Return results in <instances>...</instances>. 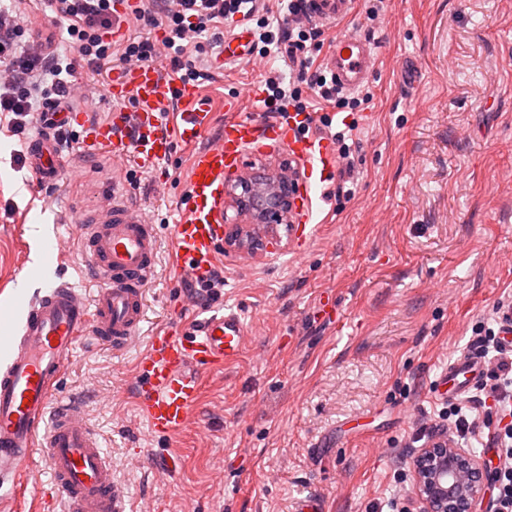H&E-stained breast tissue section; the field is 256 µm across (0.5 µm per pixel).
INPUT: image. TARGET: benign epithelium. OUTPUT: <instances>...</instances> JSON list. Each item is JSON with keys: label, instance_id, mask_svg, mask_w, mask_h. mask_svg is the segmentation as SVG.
Instances as JSON below:
<instances>
[{"label": "benign epithelium", "instance_id": "obj_1", "mask_svg": "<svg viewBox=\"0 0 512 512\" xmlns=\"http://www.w3.org/2000/svg\"><path fill=\"white\" fill-rule=\"evenodd\" d=\"M265 192L253 193V182L239 175L233 182V203L245 224L231 225L225 243L238 250L250 251L260 241L273 247L281 243L274 226L295 206L299 188L296 176H276L266 181ZM413 492L420 512H475L488 486L484 461L459 448L447 438L421 449L412 462Z\"/></svg>", "mask_w": 512, "mask_h": 512}]
</instances>
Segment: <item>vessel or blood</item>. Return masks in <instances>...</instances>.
Here are the masks:
<instances>
[{
  "label": "vessel or blood",
  "mask_w": 512,
  "mask_h": 512,
  "mask_svg": "<svg viewBox=\"0 0 512 512\" xmlns=\"http://www.w3.org/2000/svg\"><path fill=\"white\" fill-rule=\"evenodd\" d=\"M352 0H308L311 16L331 23L347 16ZM326 66L338 87L362 86L373 67L370 43L357 35L333 42ZM104 94L114 107L106 120L84 122V144L110 157L132 158L141 170L169 158L177 147L191 148L187 192L172 224L171 263L178 273L204 278L224 243V174L249 150L287 148L305 161L308 184L324 182L335 164L333 144L305 135L296 113L265 122L240 116L229 102L220 136L209 146L197 142L211 126L213 114L192 83L170 84L158 66L115 73ZM182 106L172 131H165L161 106L169 96ZM134 109H127V102ZM76 114L52 104L42 126L26 145L31 171L54 183L63 158L55 136ZM74 231L88 258L93 296L58 282L34 298L16 334L0 338L7 354L0 361V484L24 492L38 481L28 464L42 455L52 487L66 512H127V493L113 480L112 466L100 436L89 426L76 398L58 393V384L74 349L86 337L113 348L127 346L144 317L145 290L158 261L153 224L130 206L123 180L112 184L111 197L98 206L91 222ZM247 326L230 311L206 318L187 333L167 328L152 336L137 372L139 407L149 431L160 437L182 432L198 404L205 373L224 369L243 353ZM484 362L470 353L450 361L436 375L431 393L458 398L482 380Z\"/></svg>",
  "instance_id": "vessel-or-blood-1"
}]
</instances>
